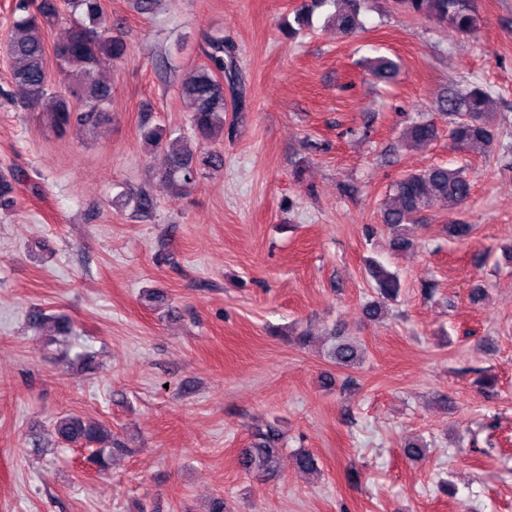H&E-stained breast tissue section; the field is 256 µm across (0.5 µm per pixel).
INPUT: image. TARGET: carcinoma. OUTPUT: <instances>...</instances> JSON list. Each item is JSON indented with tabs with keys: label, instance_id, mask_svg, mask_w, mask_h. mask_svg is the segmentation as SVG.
Wrapping results in <instances>:
<instances>
[{
	"label": "carcinoma",
	"instance_id": "cac0c4a2",
	"mask_svg": "<svg viewBox=\"0 0 512 512\" xmlns=\"http://www.w3.org/2000/svg\"><path fill=\"white\" fill-rule=\"evenodd\" d=\"M396 10L423 16L462 38L476 34L482 25L471 0H389ZM79 17L69 22L65 35L52 47L57 69L68 82L69 95L49 92L47 73V45L44 33L57 26L62 9ZM317 10L328 11V22L345 34H353L361 27L357 0H303L295 11L293 22L286 25L285 34L294 39L310 27ZM12 29L8 42L11 59L12 83L32 101L44 103L45 125L57 134H64L73 123L98 126L107 116L112 98V87L98 73L103 59L113 63L123 60L128 45L114 32L102 0H39L31 7V0H15L12 8ZM201 49L206 63L190 74L182 84V96L190 107L189 123L193 137L200 144L216 143L224 138V112L227 99L224 79L234 73L235 47L226 43L221 33H207ZM371 74L381 80L395 77L398 61L386 56L367 60ZM83 103L76 111L72 100ZM488 94L480 85L465 91L451 92L437 101L439 116L448 119V135L457 144L468 149L490 151L497 142L492 113L487 108ZM437 135L433 120L415 121L407 126L401 142L416 147L432 142ZM141 138L153 154L159 176L177 194L182 195L196 186L199 178L224 167V155L217 150L197 152L179 147L181 138L169 139L159 125L145 123ZM15 177L12 172H0V211L8 212L16 205ZM472 179L465 169L433 166L419 173H410L398 180L381 211V223L392 230L390 247L405 251L413 246L403 233L424 208L439 205L449 209L463 205L472 193ZM115 203L132 205L134 211L149 214L156 208V200L148 191L133 198L119 193ZM374 281L376 299L366 305V314L372 319L384 316L386 303L397 298L400 279L382 264H369ZM332 344L327 355L341 367H354L361 354L356 345L340 335L331 334ZM53 430L57 437L70 444L87 449L86 461L99 472L108 469L113 454L125 448L124 442L106 425L86 420L75 414L56 418ZM282 433L274 425L253 432L251 446L239 458L240 468L248 475L263 481L277 472Z\"/></svg>",
	"mask_w": 512,
	"mask_h": 512
}]
</instances>
